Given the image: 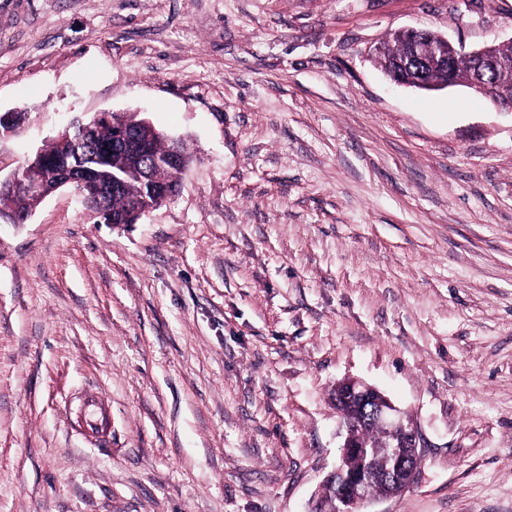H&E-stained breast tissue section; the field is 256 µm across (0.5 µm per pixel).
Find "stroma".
Returning <instances> with one entry per match:
<instances>
[{"label":"stroma","mask_w":512,"mask_h":512,"mask_svg":"<svg viewBox=\"0 0 512 512\" xmlns=\"http://www.w3.org/2000/svg\"><path fill=\"white\" fill-rule=\"evenodd\" d=\"M411 27L507 46L512 0H0V173L101 111L191 154L140 223L0 224V512H308L346 378L427 440L358 512H512V111L390 81ZM80 400L83 402L85 425L92 432L86 439L96 448H110L112 432L107 427L109 415L99 403V394L85 391Z\"/></svg>","instance_id":"35a3bbf8"}]
</instances>
